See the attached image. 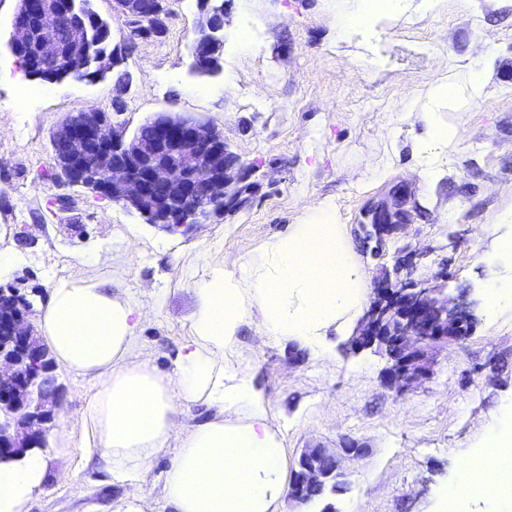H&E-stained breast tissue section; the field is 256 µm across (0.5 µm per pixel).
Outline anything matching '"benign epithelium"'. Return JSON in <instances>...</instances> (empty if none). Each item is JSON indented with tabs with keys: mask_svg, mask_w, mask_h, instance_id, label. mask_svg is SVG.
I'll list each match as a JSON object with an SVG mask.
<instances>
[{
	"mask_svg": "<svg viewBox=\"0 0 512 512\" xmlns=\"http://www.w3.org/2000/svg\"><path fill=\"white\" fill-rule=\"evenodd\" d=\"M171 0H114L117 16L124 17L126 52L144 34L160 36L166 27ZM55 0H17L9 48L35 42L48 53L64 48L65 69L71 75L84 71L92 60L87 27L79 20L58 18L39 28L33 17L53 15ZM224 6L204 2L197 37L191 48V68L207 73L224 47ZM67 40L59 44V29ZM107 112H79L52 133L53 177L80 186L139 213L146 223L177 233L206 223L212 214L235 210L246 200L239 193L241 179L250 168L228 149L224 135L192 113L159 112L145 121L153 137L145 140L128 133L126 126L109 123ZM401 188L368 203L361 228L367 241H381L393 229ZM436 281L408 283L385 280L353 336L351 350L376 349L387 358L385 381L402 393L416 388L430 372L431 355L438 349L463 342L475 320L471 307L448 296ZM33 303L16 288L0 287V462L42 441L52 428L63 397L54 367L41 361L49 357L30 321ZM361 452L349 439L341 448H308L300 456L299 470L289 495L309 502L312 488L336 483L342 459Z\"/></svg>",
	"mask_w": 512,
	"mask_h": 512,
	"instance_id": "1",
	"label": "benign epithelium"
}]
</instances>
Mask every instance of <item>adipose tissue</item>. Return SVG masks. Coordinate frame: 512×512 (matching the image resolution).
<instances>
[{
	"label": "adipose tissue",
	"instance_id": "adipose-tissue-1",
	"mask_svg": "<svg viewBox=\"0 0 512 512\" xmlns=\"http://www.w3.org/2000/svg\"><path fill=\"white\" fill-rule=\"evenodd\" d=\"M94 265L86 260V273L52 284L37 323L54 360L96 388L85 412L86 448L127 484L125 512H146L142 473L169 448L161 497L170 512H283L287 454L269 399L250 370L224 357L248 321L259 335L308 346L362 304L367 272L332 203H315L246 259L211 256L193 288L190 334L168 374L146 359L140 336L156 305L114 291ZM191 403L213 415L187 428L179 416ZM48 440L51 449L0 462V512H27L50 452L70 445L63 426Z\"/></svg>",
	"mask_w": 512,
	"mask_h": 512
}]
</instances>
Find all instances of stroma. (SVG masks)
Returning a JSON list of instances; mask_svg holds the SVG:
<instances>
[{
  "label": "stroma",
  "mask_w": 512,
  "mask_h": 512,
  "mask_svg": "<svg viewBox=\"0 0 512 512\" xmlns=\"http://www.w3.org/2000/svg\"><path fill=\"white\" fill-rule=\"evenodd\" d=\"M202 0H174L162 36L139 40L116 75L48 84L28 78L7 47L14 0H0V226L17 262L6 284L48 290L77 275L87 258L110 273L112 250L130 246L120 287L137 301L158 295L159 312L143 325L144 352L171 372L188 335L190 288L209 254L248 256L297 223L307 208L331 200L368 271L367 298L385 273L428 279L446 272L449 296L467 294L476 318L466 341L440 353L417 389L396 394L384 383L386 358L347 353L360 325L353 317L329 330L325 352L244 328L227 359L248 366L264 387L289 468L304 449L357 439L360 455L344 462L345 485L325 501L289 503V512H439L457 459L499 427V407L512 398V313L488 302L493 278L512 274V0H392L385 20L336 39V16L357 0H224L222 70L202 79L189 72ZM251 42L241 46L239 30ZM492 48L495 59L480 97L442 109L462 135L434 159L437 181L424 179L416 151L421 126L398 129L403 97H417L440 76L459 78L461 65ZM118 112L136 129L157 112H193L220 131L244 165L254 167L249 203L212 216L187 234H170L134 210L87 189L51 180V134L69 115ZM387 165L371 182L367 168ZM407 193L408 218L382 247L367 242L364 206L391 188ZM57 414L71 446L51 463L33 492L30 512H110L126 498L98 457L81 448L83 413L93 384L65 369Z\"/></svg>",
  "instance_id": "35a3bbf8"
}]
</instances>
